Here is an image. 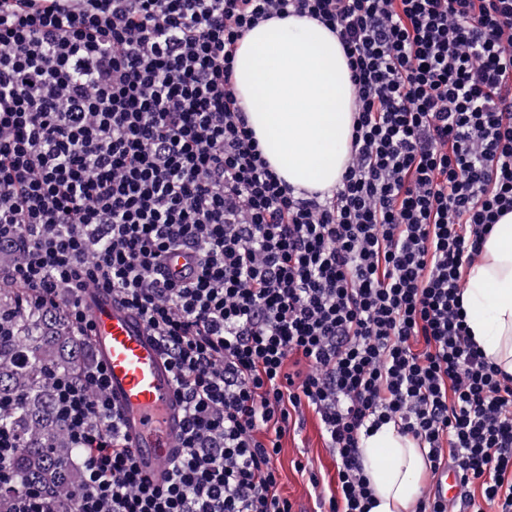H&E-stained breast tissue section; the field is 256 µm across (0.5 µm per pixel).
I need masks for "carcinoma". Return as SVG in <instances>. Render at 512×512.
I'll use <instances>...</instances> for the list:
<instances>
[{
  "label": "carcinoma",
  "mask_w": 512,
  "mask_h": 512,
  "mask_svg": "<svg viewBox=\"0 0 512 512\" xmlns=\"http://www.w3.org/2000/svg\"><path fill=\"white\" fill-rule=\"evenodd\" d=\"M19 297L13 288H0V317L7 327L0 335V402L16 404L0 411V428L12 429L21 439L16 485L36 486L56 504L75 490L78 473L76 451L54 412L52 380L77 375L82 346L58 315L25 309Z\"/></svg>",
  "instance_id": "cac0c4a2"
}]
</instances>
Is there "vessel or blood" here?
<instances>
[{
	"instance_id": "vessel-or-blood-1",
	"label": "vessel or blood",
	"mask_w": 512,
	"mask_h": 512,
	"mask_svg": "<svg viewBox=\"0 0 512 512\" xmlns=\"http://www.w3.org/2000/svg\"><path fill=\"white\" fill-rule=\"evenodd\" d=\"M84 302L94 326V356L107 369V395L122 415L136 465L154 484H163L184 424L166 354L141 315L117 296L91 288ZM432 491L459 497L456 470L441 471Z\"/></svg>"
}]
</instances>
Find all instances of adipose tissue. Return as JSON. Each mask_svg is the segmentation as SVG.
I'll list each match as a JSON object with an SVG mask.
<instances>
[{"label": "adipose tissue", "instance_id": "adipose-tissue-1", "mask_svg": "<svg viewBox=\"0 0 512 512\" xmlns=\"http://www.w3.org/2000/svg\"><path fill=\"white\" fill-rule=\"evenodd\" d=\"M233 81L271 168L310 190L335 187L348 159L355 88L335 33L307 17L273 18L238 42ZM468 330L512 376V212L494 224L462 284ZM360 455L377 501L371 512H417L425 452L394 425L363 437Z\"/></svg>", "mask_w": 512, "mask_h": 512}]
</instances>
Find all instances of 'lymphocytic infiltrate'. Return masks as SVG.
<instances>
[{
    "label": "lymphocytic infiltrate",
    "mask_w": 512,
    "mask_h": 512,
    "mask_svg": "<svg viewBox=\"0 0 512 512\" xmlns=\"http://www.w3.org/2000/svg\"><path fill=\"white\" fill-rule=\"evenodd\" d=\"M336 32L357 90L331 192L268 165L234 84L257 22ZM512 211V0H0V288L90 346L87 289L143 317L185 425L164 484L134 462L107 371L58 378L70 512H294L280 440L303 407L336 457L327 512H370L360 440L391 423L459 499L512 512V377L465 326L462 282ZM186 250L194 266L169 273ZM304 370L287 372L289 356ZM9 512H48L7 480ZM432 492L446 499L458 498L461 490L456 470L447 468V470L441 471L435 478Z\"/></svg>",
    "instance_id": "1"
}]
</instances>
